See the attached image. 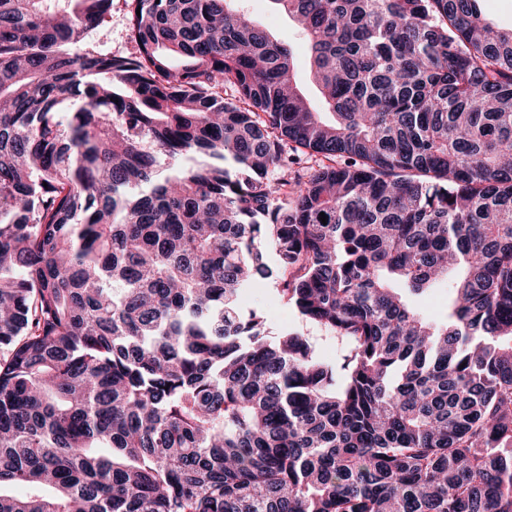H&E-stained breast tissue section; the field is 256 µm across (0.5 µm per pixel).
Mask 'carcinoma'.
<instances>
[{"mask_svg": "<svg viewBox=\"0 0 512 512\" xmlns=\"http://www.w3.org/2000/svg\"><path fill=\"white\" fill-rule=\"evenodd\" d=\"M127 2L0 0V512H512V28L272 0L326 121L234 0ZM128 8L124 0H113L112 17L89 33L90 40L102 54L131 56L135 54V44L128 36ZM448 293L446 281H442L437 288L426 293L419 300L424 314L437 320L445 318L448 314ZM241 305L246 314L256 310L265 315L267 330L271 336L285 331L297 333L309 339L322 359L333 360L338 355L340 340L303 319L290 305L280 302L272 283L262 286L245 285L241 292Z\"/></svg>", "mask_w": 512, "mask_h": 512, "instance_id": "obj_1", "label": "carcinoma"}]
</instances>
